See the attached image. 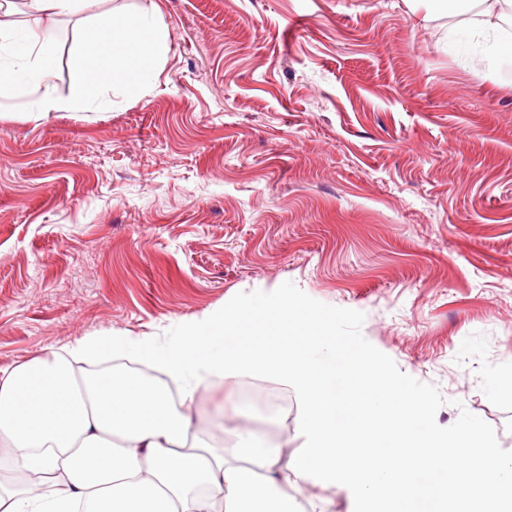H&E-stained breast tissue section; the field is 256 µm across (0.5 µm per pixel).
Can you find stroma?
<instances>
[{
    "label": "stroma",
    "instance_id": "obj_1",
    "mask_svg": "<svg viewBox=\"0 0 512 512\" xmlns=\"http://www.w3.org/2000/svg\"><path fill=\"white\" fill-rule=\"evenodd\" d=\"M160 7L149 84L84 89L80 119L19 120L0 98V370L131 333L172 340L203 316L279 326L303 305L340 355L363 348L429 402V425L479 420L512 455V65L404 0H105ZM79 17L49 56L78 87ZM237 394L200 397V428L271 430Z\"/></svg>",
    "mask_w": 512,
    "mask_h": 512
}]
</instances>
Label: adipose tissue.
I'll return each mask as SVG.
<instances>
[{"mask_svg":"<svg viewBox=\"0 0 512 512\" xmlns=\"http://www.w3.org/2000/svg\"><path fill=\"white\" fill-rule=\"evenodd\" d=\"M423 20L475 19L472 38L494 60L512 59V40L478 23L484 0H405ZM34 17L26 35L0 24V95L30 97L25 121L76 117L90 104L85 85L147 82L158 71L167 32L160 14L116 15L95 0H0V15ZM84 14L78 54L82 89L59 99L47 63L58 18ZM280 338L235 312L186 325L168 345L147 336H87L0 373V456L48 477L52 490L0 487V512H310L294 495L337 486L353 492L352 512H512V457L481 423L448 429L426 423V398L359 350L338 356L330 330L305 307L282 302ZM294 343H284V336ZM117 360L92 370L98 356ZM140 362L160 380L135 375ZM272 376L296 391L304 450L283 461L256 435L223 424L199 436L191 419L198 391L235 386L242 375ZM355 393L339 424L337 376Z\"/></svg>","mask_w":512,"mask_h":512,"instance_id":"adipose-tissue-1","label":"adipose tissue"}]
</instances>
